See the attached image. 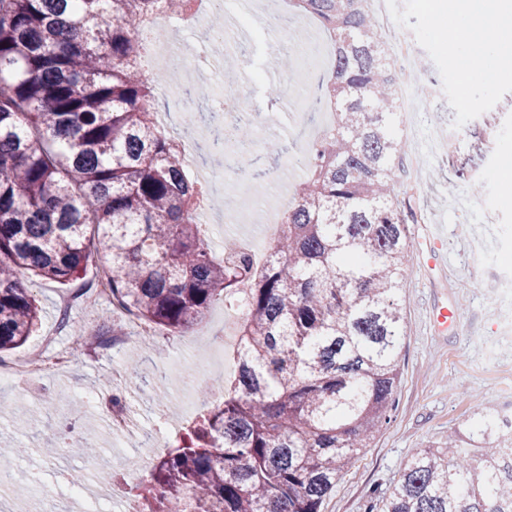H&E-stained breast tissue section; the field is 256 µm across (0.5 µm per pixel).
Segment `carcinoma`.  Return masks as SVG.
Listing matches in <instances>:
<instances>
[{
  "instance_id": "carcinoma-1",
  "label": "carcinoma",
  "mask_w": 512,
  "mask_h": 512,
  "mask_svg": "<svg viewBox=\"0 0 512 512\" xmlns=\"http://www.w3.org/2000/svg\"><path fill=\"white\" fill-rule=\"evenodd\" d=\"M161 1L173 15L191 2L0 0V353L38 324L25 271L68 285L102 253L112 298L178 336L245 277L235 374L150 470L143 512H322L395 410L413 219L397 71L368 0H293L331 36L313 101L333 104V124L305 152L267 264L232 246L218 263L195 221L203 186L156 128L163 75L145 70L135 24ZM468 138L454 176L478 194L489 127ZM508 448L512 421L473 413L414 450L381 512H512Z\"/></svg>"
}]
</instances>
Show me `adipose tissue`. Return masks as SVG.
Here are the masks:
<instances>
[{
	"mask_svg": "<svg viewBox=\"0 0 512 512\" xmlns=\"http://www.w3.org/2000/svg\"><path fill=\"white\" fill-rule=\"evenodd\" d=\"M448 15L452 23L448 38L456 43L449 55L462 58L464 75L477 73L503 43L512 40V14L487 9L483 0H469L463 8L450 0Z\"/></svg>",
	"mask_w": 512,
	"mask_h": 512,
	"instance_id": "obj_1",
	"label": "adipose tissue"
}]
</instances>
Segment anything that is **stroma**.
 Segmentation results:
<instances>
[{
  "instance_id": "obj_1",
  "label": "stroma",
  "mask_w": 512,
  "mask_h": 512,
  "mask_svg": "<svg viewBox=\"0 0 512 512\" xmlns=\"http://www.w3.org/2000/svg\"><path fill=\"white\" fill-rule=\"evenodd\" d=\"M392 9L403 16L409 32L421 36V54L427 61L424 83L414 94L418 107L414 150L404 157V170L398 177L416 216L409 231L414 237L442 233L448 250L440 270L429 277L422 273L420 255H410L404 287L408 337L401 351L396 410L371 447L362 449L355 466L337 482L323 512H366L372 501L397 482L401 463L414 449L438 442L475 411L512 404V342L502 343L500 335L502 317L512 315V298L500 300L495 293L498 276L512 268V183L498 167L500 152L512 151V76L493 62L470 84H463L458 67L448 62L442 30L433 15L403 8L402 0H393ZM317 28V21L307 17L299 26H269L263 37L247 43L235 36L224 41L225 66L237 70L239 80L250 89L241 101L244 111L264 109L268 83L280 85L285 106L269 116L271 135L290 139L298 147L305 132L321 120L320 114L308 112L305 105L309 89L318 80L313 77L297 84L295 69L269 73L265 60L272 51L281 58L295 57ZM440 103L445 104V111H437ZM452 112L469 113L474 120L490 124L497 150L479 163L480 170L490 173L481 193H474L467 183H451L448 167L435 151L431 132L447 124L457 131L448 154L468 150L467 125L449 122ZM270 151L260 140L235 148L236 156L265 163L268 175L253 189L260 206L274 201L277 188L292 192L302 180L286 156L274 157ZM422 166L433 168L434 173L419 182L414 170ZM475 237L493 257L490 264L479 268L471 256ZM106 268L105 260L95 257L84 278L67 286L31 275L26 278L39 305V324L24 345L5 354V361H20L39 352L41 340L48 336L54 337L56 350L71 352L72 358L58 372L0 391V447L24 451L19 467L25 473V491L10 499L19 512H38L40 502L33 491L47 482L61 488L54 501L57 512H83L85 506L95 504L105 512H131L149 467L175 447L186 426L203 414L199 387L229 378L225 351L234 333L224 320V303L218 300L205 319L187 332V346H180L177 337L166 331L140 344L141 374L158 384V402H147L127 375L125 351L88 346L80 338L81 333L97 335L127 321L111 302L85 303L77 298L95 285ZM67 295L76 302L65 312L59 302ZM437 301L457 307L458 326L435 330L429 308ZM64 313L70 323L66 329L59 326ZM59 391L69 393V403L45 410L44 401ZM89 392L122 397L137 420V430L125 436L110 435L106 420L82 401ZM68 415L79 420L80 434L95 438L100 448L96 458L74 456L73 438H57L56 423ZM47 443L57 447L54 458L40 453ZM77 469L89 476L82 504L67 494L68 477Z\"/></svg>"
}]
</instances>
